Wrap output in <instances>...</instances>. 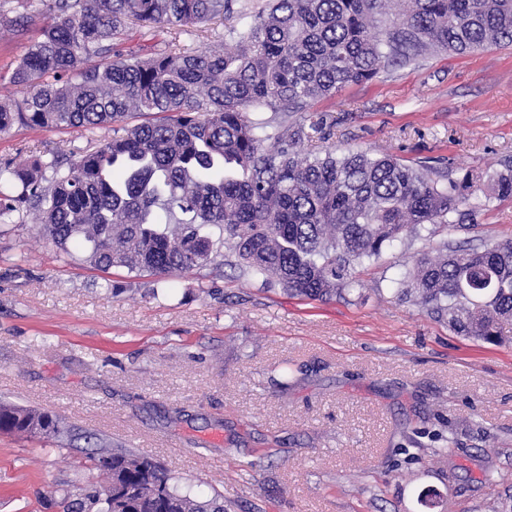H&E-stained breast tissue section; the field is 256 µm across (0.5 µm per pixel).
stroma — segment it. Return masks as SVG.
<instances>
[{
  "label": "stroma",
  "mask_w": 512,
  "mask_h": 512,
  "mask_svg": "<svg viewBox=\"0 0 512 512\" xmlns=\"http://www.w3.org/2000/svg\"><path fill=\"white\" fill-rule=\"evenodd\" d=\"M0 0V94L40 25ZM337 152L480 179L512 162V47L425 54L313 106ZM111 129L13 127L0 162L72 157ZM512 239V200L384 249L327 302L218 265L163 280L60 257L35 216L0 224V401L62 418L60 441L0 433V512H62L104 478L88 446L160 461L227 512H512V321L451 331L396 283L431 245ZM290 368L282 378L280 368ZM450 434L448 456L435 434ZM492 482H485V472Z\"/></svg>",
  "instance_id": "35a3bbf8"
}]
</instances>
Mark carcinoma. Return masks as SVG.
Returning a JSON list of instances; mask_svg holds the SVG:
<instances>
[{
	"mask_svg": "<svg viewBox=\"0 0 512 512\" xmlns=\"http://www.w3.org/2000/svg\"><path fill=\"white\" fill-rule=\"evenodd\" d=\"M41 39L17 62L14 125L112 138L62 164L0 165V223L34 213L58 253L93 267L164 279L224 264L290 296L344 298L359 267L407 237L453 224L468 176L444 183L392 154L329 147L314 103L428 51L512 46V0H267L245 16L233 0H49ZM224 21V39L176 45L188 28ZM171 35L159 51L120 50L135 33ZM485 201L512 199V166L487 176ZM398 282L460 336L492 341L512 320V240L459 250L441 242ZM0 432L61 439L59 419L0 403ZM107 478L90 512H225L156 462L103 449Z\"/></svg>",
	"mask_w": 512,
	"mask_h": 512,
	"instance_id": "cac0c4a2",
	"label": "carcinoma"
}]
</instances>
